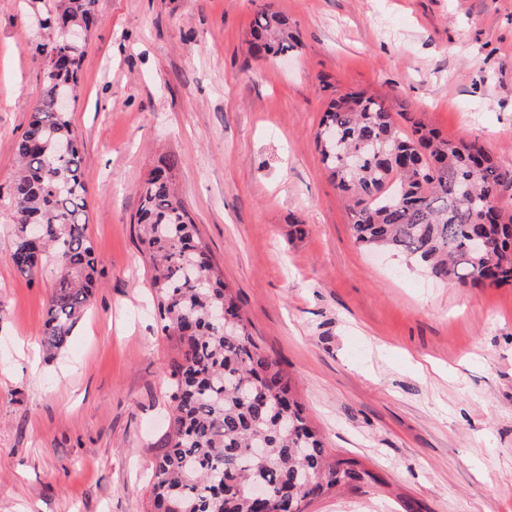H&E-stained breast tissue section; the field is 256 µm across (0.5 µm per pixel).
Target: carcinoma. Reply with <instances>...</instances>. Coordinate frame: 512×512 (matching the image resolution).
<instances>
[{
	"instance_id": "obj_1",
	"label": "carcinoma",
	"mask_w": 512,
	"mask_h": 512,
	"mask_svg": "<svg viewBox=\"0 0 512 512\" xmlns=\"http://www.w3.org/2000/svg\"><path fill=\"white\" fill-rule=\"evenodd\" d=\"M94 0H61L43 45V89L16 145L9 191L15 224L10 259L35 276L49 259L56 281L42 338L60 353L84 317L99 282V260L85 234L89 190L79 136L62 93L79 90L81 53L59 37L60 22L90 28ZM256 55L297 47L288 21L263 9L254 18ZM316 136L323 162L351 197L352 229L366 249L403 256L432 277L461 286L512 285V166L472 142H453L419 121L402 128L385 100L348 92L329 101ZM169 157L140 185L136 240L150 263L151 297L176 357L165 377L173 403L167 439L155 458L150 512H304L299 504L333 489L358 491L380 477L352 458L328 455L306 420L280 363L248 331L236 297L174 185ZM42 226L39 244L28 227ZM482 236L480 252L469 243ZM260 438L267 464L247 448Z\"/></svg>"
}]
</instances>
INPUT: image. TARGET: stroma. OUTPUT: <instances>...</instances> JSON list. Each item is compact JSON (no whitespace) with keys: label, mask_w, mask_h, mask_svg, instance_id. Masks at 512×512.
Returning <instances> with one entry per match:
<instances>
[{"label":"stroma","mask_w":512,"mask_h":512,"mask_svg":"<svg viewBox=\"0 0 512 512\" xmlns=\"http://www.w3.org/2000/svg\"><path fill=\"white\" fill-rule=\"evenodd\" d=\"M56 5L0 0V512H148L174 351L131 221L171 156L310 425L382 479L306 512H512V286H449L360 247L315 143L329 100L363 91L512 166V0H95L72 119L100 286L50 357L26 344L55 272L11 262L7 199ZM266 6L297 35L288 56L248 50Z\"/></svg>","instance_id":"stroma-1"}]
</instances>
